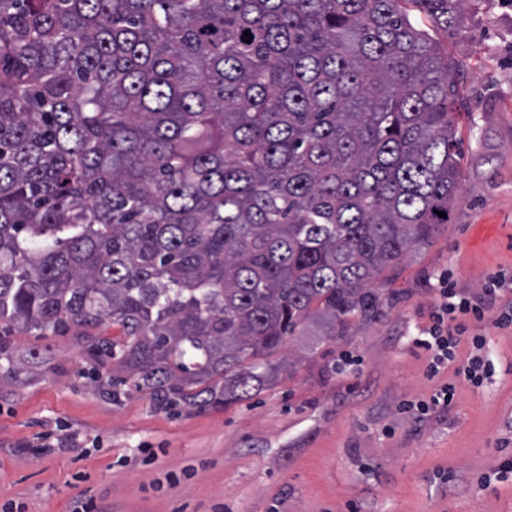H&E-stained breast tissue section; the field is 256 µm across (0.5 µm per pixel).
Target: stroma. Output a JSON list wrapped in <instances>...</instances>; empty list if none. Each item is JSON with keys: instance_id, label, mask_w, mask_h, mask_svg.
Segmentation results:
<instances>
[{"instance_id": "35a3bbf8", "label": "stroma", "mask_w": 512, "mask_h": 512, "mask_svg": "<svg viewBox=\"0 0 512 512\" xmlns=\"http://www.w3.org/2000/svg\"><path fill=\"white\" fill-rule=\"evenodd\" d=\"M463 108L460 200L450 224L387 268L377 318L322 337L294 373L228 408L158 407L99 393L68 336H9L21 367L0 375V512H512V483L480 482L512 458V327L471 321L495 365L474 386L468 346L438 376L414 345L439 281L482 306L512 287V0H467L435 31ZM445 383L447 412L405 410Z\"/></svg>"}]
</instances>
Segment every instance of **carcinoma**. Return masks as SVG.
<instances>
[{"label": "carcinoma", "mask_w": 512, "mask_h": 512, "mask_svg": "<svg viewBox=\"0 0 512 512\" xmlns=\"http://www.w3.org/2000/svg\"><path fill=\"white\" fill-rule=\"evenodd\" d=\"M463 2L0 0V327L171 407L294 371L449 223L459 66L427 25Z\"/></svg>", "instance_id": "cac0c4a2"}]
</instances>
